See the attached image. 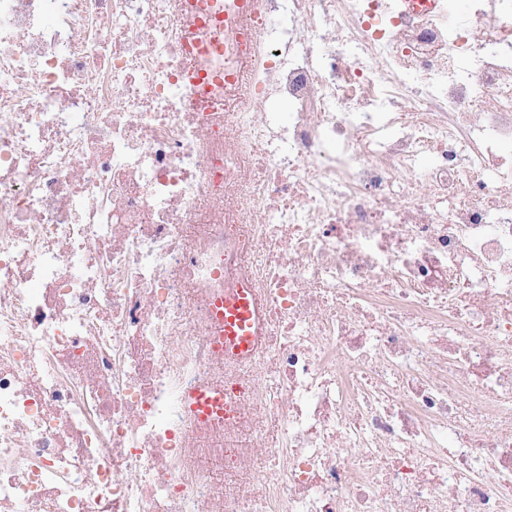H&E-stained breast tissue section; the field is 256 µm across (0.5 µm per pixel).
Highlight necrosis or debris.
<instances>
[{
  "label": "necrosis or debris",
  "mask_w": 512,
  "mask_h": 512,
  "mask_svg": "<svg viewBox=\"0 0 512 512\" xmlns=\"http://www.w3.org/2000/svg\"><path fill=\"white\" fill-rule=\"evenodd\" d=\"M224 2L0 0V512H512V0ZM251 318L250 301L242 289L234 297L224 298V335L242 354L254 351Z\"/></svg>",
  "instance_id": "necrosis-or-debris-1"
}]
</instances>
